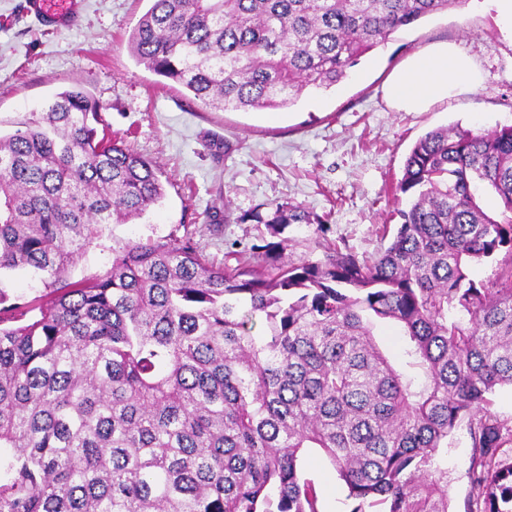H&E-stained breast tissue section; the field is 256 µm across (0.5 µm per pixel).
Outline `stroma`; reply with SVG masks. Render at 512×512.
<instances>
[{"label": "stroma", "instance_id": "stroma-1", "mask_svg": "<svg viewBox=\"0 0 512 512\" xmlns=\"http://www.w3.org/2000/svg\"><path fill=\"white\" fill-rule=\"evenodd\" d=\"M24 4L0 0V119L84 88L109 133L155 162L166 188L158 205L135 223L110 225V234L122 242L157 238L187 224L217 266L251 258L252 245L269 236L265 218L287 202L328 215L325 242L375 256L381 226L399 222L391 187L421 136L455 124L480 132L512 125V29L484 0H463L394 33L336 88L304 93L274 123L263 110L207 108L138 64L128 39L149 0H80L77 22L61 31L46 29ZM441 41L476 58L481 86L425 112L390 109L383 92L390 73ZM472 455L468 426L459 424L443 461L452 512H464L471 494ZM303 475L320 512H349L347 489L320 453L308 454Z\"/></svg>", "mask_w": 512, "mask_h": 512}]
</instances>
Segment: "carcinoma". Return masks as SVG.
<instances>
[{
  "label": "carcinoma",
  "mask_w": 512,
  "mask_h": 512,
  "mask_svg": "<svg viewBox=\"0 0 512 512\" xmlns=\"http://www.w3.org/2000/svg\"><path fill=\"white\" fill-rule=\"evenodd\" d=\"M462 0H151L128 39L153 74L215 109H283L327 91L392 34ZM80 87L0 132V276L38 274L46 304L0 285V512H320L318 449L350 512H448V434L474 448L466 512H512V126L427 132L373 257L285 256L277 204L255 262L215 266L182 224L102 243L165 197L158 166L106 134ZM493 191L501 211L480 207ZM102 274L74 281L90 249ZM503 259L486 283L471 265ZM404 338L397 366L375 337Z\"/></svg>",
  "instance_id": "carcinoma-1"
}]
</instances>
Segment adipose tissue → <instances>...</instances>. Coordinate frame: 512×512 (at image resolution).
Here are the masks:
<instances>
[{"mask_svg": "<svg viewBox=\"0 0 512 512\" xmlns=\"http://www.w3.org/2000/svg\"><path fill=\"white\" fill-rule=\"evenodd\" d=\"M482 79L475 60L457 43H435L408 56L389 75L385 99L394 110L423 112L478 86Z\"/></svg>", "mask_w": 512, "mask_h": 512, "instance_id": "adipose-tissue-1", "label": "adipose tissue"}]
</instances>
